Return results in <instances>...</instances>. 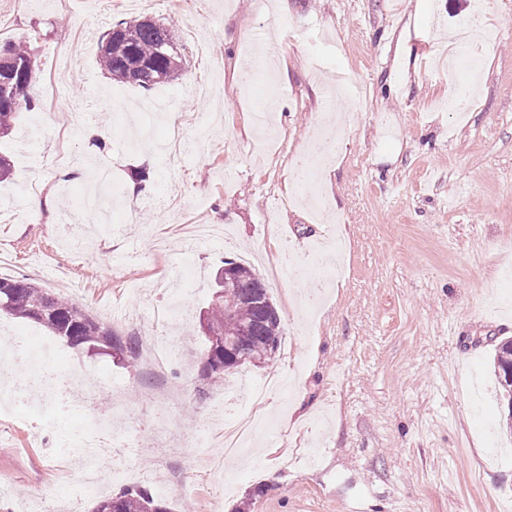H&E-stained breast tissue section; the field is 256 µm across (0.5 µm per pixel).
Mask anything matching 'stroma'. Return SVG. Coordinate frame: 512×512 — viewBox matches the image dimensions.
<instances>
[{
    "label": "stroma",
    "instance_id": "obj_1",
    "mask_svg": "<svg viewBox=\"0 0 512 512\" xmlns=\"http://www.w3.org/2000/svg\"><path fill=\"white\" fill-rule=\"evenodd\" d=\"M497 31L474 54L478 86L464 117L437 111L447 95L427 65L437 40L474 15ZM144 18L176 24L185 68L163 89L175 109L211 117L212 148L187 147L180 162L125 148L122 114L152 92L112 81L99 65L106 32ZM92 35L72 51L76 25ZM7 39L31 41L40 66L29 93L45 112L43 84L63 69L58 93L73 114L77 161L112 167L123 211L109 227L93 217L58 222L78 190L52 154L25 150L22 113L0 140L12 170L0 207L27 208L16 193L44 184L34 219L0 223L9 260L0 277H24L77 304L136 344L134 357L68 347L89 378L112 376L129 407L114 445L100 448L103 496L120 484L112 462L139 470L133 486L170 512H499L512 506V434L503 425L493 357L512 338V0H0ZM224 63L223 103L183 95L204 65ZM282 60L265 73L252 40ZM249 70L251 88L237 74ZM339 71L356 72L362 102L336 99ZM281 104L276 130L258 139L257 110ZM33 111V112H34ZM338 140L339 156L315 186L296 180L308 141ZM106 151H99L98 142ZM251 263L282 320L268 365H246L229 383L198 382L199 354L151 368L137 339L174 291L188 301L175 336L199 331L212 275L225 261ZM288 380L262 407L270 421L250 456L209 455L224 427L214 401L232 385ZM55 432L20 414L0 420V512L40 494L56 512H90L74 496L80 449L61 472Z\"/></svg>",
    "mask_w": 512,
    "mask_h": 512
}]
</instances>
